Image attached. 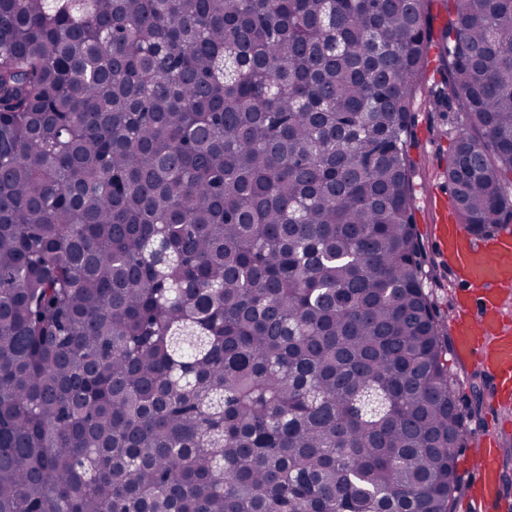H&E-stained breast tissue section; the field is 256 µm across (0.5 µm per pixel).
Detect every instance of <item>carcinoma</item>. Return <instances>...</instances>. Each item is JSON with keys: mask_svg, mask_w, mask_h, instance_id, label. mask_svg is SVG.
<instances>
[{"mask_svg": "<svg viewBox=\"0 0 512 512\" xmlns=\"http://www.w3.org/2000/svg\"><path fill=\"white\" fill-rule=\"evenodd\" d=\"M0 0V512H454L415 228L512 220V0Z\"/></svg>", "mask_w": 512, "mask_h": 512, "instance_id": "obj_1", "label": "carcinoma"}]
</instances>
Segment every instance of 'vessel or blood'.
Listing matches in <instances>:
<instances>
[{
    "label": "vessel or blood",
    "mask_w": 512,
    "mask_h": 512,
    "mask_svg": "<svg viewBox=\"0 0 512 512\" xmlns=\"http://www.w3.org/2000/svg\"><path fill=\"white\" fill-rule=\"evenodd\" d=\"M433 235L457 267L456 286L465 293L462 311L450 323L456 353L480 362L495 388L512 391V316L506 312V290L512 287V227L479 240L449 223L447 205H440ZM496 435L485 434L474 464L478 494L475 512H499Z\"/></svg>",
    "instance_id": "b4317fda"
}]
</instances>
